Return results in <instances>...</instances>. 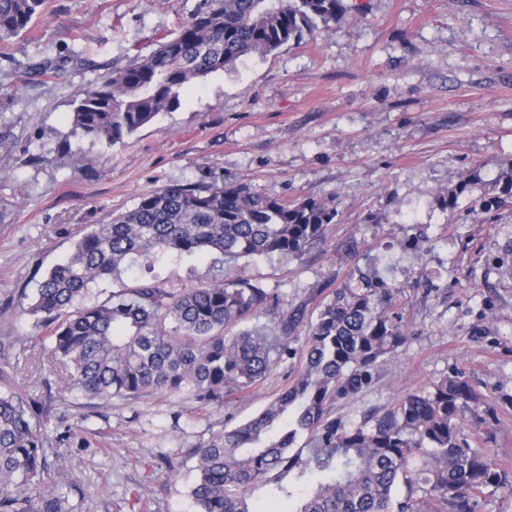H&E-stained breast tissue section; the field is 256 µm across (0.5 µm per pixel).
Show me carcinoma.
I'll return each mask as SVG.
<instances>
[{"instance_id":"cac0c4a2","label":"carcinoma","mask_w":512,"mask_h":512,"mask_svg":"<svg viewBox=\"0 0 512 512\" xmlns=\"http://www.w3.org/2000/svg\"><path fill=\"white\" fill-rule=\"evenodd\" d=\"M45 0H0V41L26 32ZM343 0H200L188 21L147 56L121 65L80 94L71 135L109 149L180 104L183 89L249 55L268 56L318 25L328 28ZM68 60L23 68L32 79L65 72ZM57 159L91 171L99 158L64 141ZM489 212L503 203L465 183L442 196ZM335 204L284 200L244 183L174 184L144 193L135 205L93 225L67 258L39 281L24 311L47 329L42 343L63 369L67 388L110 402L143 394H189L202 408H222L235 391L256 386L293 354L288 314L276 291L240 274L243 260L299 258L336 223ZM214 257L210 281L169 288L156 277L134 286L123 275L151 273L159 255ZM118 288L84 302L91 284ZM394 294L369 281L343 288L308 323L306 364L255 417L192 451L198 512H268L257 493L296 501L289 512H476L508 470L471 446L460 414L477 396L459 375L445 376L359 422L333 406L370 389L379 368L404 346ZM270 315L251 328L246 323ZM303 446H296L300 435ZM44 431L31 403L0 391V512H70L45 478ZM406 494L396 495L399 485Z\"/></svg>"}]
</instances>
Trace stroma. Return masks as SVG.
Masks as SVG:
<instances>
[{
	"label": "stroma",
	"instance_id": "1",
	"mask_svg": "<svg viewBox=\"0 0 512 512\" xmlns=\"http://www.w3.org/2000/svg\"><path fill=\"white\" fill-rule=\"evenodd\" d=\"M198 2L45 0L29 31L0 42V147L12 155L0 170L10 206L0 223V388L49 412L50 475L73 512H197L193 448L254 416L305 365L302 323L293 356L220 409L186 394L90 400L50 373L20 292L90 225L141 194L200 181L335 202L336 223L301 258L246 264L285 308L315 312L363 277L394 287L408 342L336 414L359 420L459 372L481 398L464 424L481 418L478 447L512 465V198L491 213L440 204L446 190L491 186L512 165V0H343L332 29L191 85L94 171L58 165L82 89L150 54ZM72 53L63 76L12 73L31 57ZM154 273L189 288L212 268L165 255Z\"/></svg>",
	"mask_w": 512,
	"mask_h": 512
}]
</instances>
